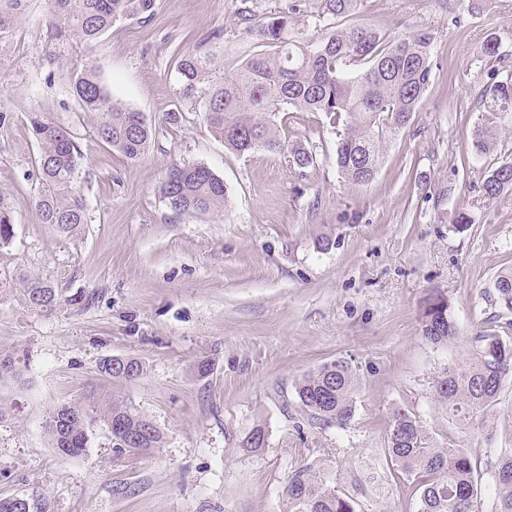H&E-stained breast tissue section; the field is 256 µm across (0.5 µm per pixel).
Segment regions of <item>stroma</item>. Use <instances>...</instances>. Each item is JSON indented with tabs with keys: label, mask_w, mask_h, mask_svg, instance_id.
Returning <instances> with one entry per match:
<instances>
[{
	"label": "stroma",
	"mask_w": 512,
	"mask_h": 512,
	"mask_svg": "<svg viewBox=\"0 0 512 512\" xmlns=\"http://www.w3.org/2000/svg\"><path fill=\"white\" fill-rule=\"evenodd\" d=\"M291 1L299 25L321 34L317 0H157L150 19L116 22L95 45L51 49L47 0H0L13 13L0 32V200L14 218L0 247V348L29 351L22 379L0 383V499L27 498L33 512H285L289 477L311 466L358 512H417L414 482L387 454L402 409L434 445L467 450L480 510L495 512L494 467L512 455V381L473 425L449 418L434 385L468 359L474 331L512 341V312L494 292L497 274L512 269V189L481 191L487 171L512 159V117L484 108L494 74L512 69V0H364L353 22L423 28L436 45L417 111L364 187L340 177L338 136L323 114L278 115L282 137L317 158L301 171L283 155L226 149L200 110L205 86L188 93L179 80L188 49L240 64L259 44L248 28ZM490 36L499 57L481 51ZM85 64L155 123L141 160L105 145L80 110L70 80ZM172 111L183 114L175 126L164 121ZM33 114L77 144L88 205L79 236L39 221ZM482 124L495 126L496 144L478 157L471 137ZM180 162L223 178L222 213L166 208L158 188ZM460 211L470 217L462 232L453 224ZM29 275L81 304L35 310L23 293ZM433 289L459 332L446 347L420 331ZM113 355L142 361L143 378L113 392L154 422L163 448L117 456L97 423L84 455L59 457L44 430L48 412L101 383L99 363ZM336 360L358 377L344 426L313 418L295 391ZM257 426L265 445L247 450Z\"/></svg>",
	"instance_id": "obj_1"
}]
</instances>
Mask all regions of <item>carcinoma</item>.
Returning <instances> with one entry per match:
<instances>
[{"label":"carcinoma","instance_id":"cac0c4a2","mask_svg":"<svg viewBox=\"0 0 512 512\" xmlns=\"http://www.w3.org/2000/svg\"><path fill=\"white\" fill-rule=\"evenodd\" d=\"M157 0H48L45 25L50 42L98 41L123 19H147ZM362 0H319L318 15L333 23L319 37L306 38L294 13L263 16L255 33L261 50L247 57L224 77L212 80V54L185 51L178 61L184 88L192 92L210 85L202 112L212 134L238 155L258 150L288 154L299 169L316 162L311 151L290 146L280 135L281 112H322L342 125L336 146V167L351 186H365L378 173L387 143L412 120L428 89L433 69L434 36L425 29L392 32L375 25L345 24ZM72 93L94 125L99 139L130 162L149 150L155 125L112 98L96 70L84 65L75 72ZM487 112H512V74L498 80L485 103ZM41 145L38 166L41 190L35 197L40 223L73 237L87 223V206L77 185L79 157L71 134L39 116L29 118ZM492 132L478 127L472 151L493 150ZM512 188V161H504L485 178L483 195L494 198ZM166 207L181 216L224 211V180L199 163L171 166L159 187ZM13 215L0 201V246L13 237ZM497 302L512 312V269L500 272L494 284ZM25 296L37 309L50 310L64 302L48 281L28 276ZM421 333L433 345L454 343L458 332L448 299L432 293L424 300ZM470 358L450 365L438 377L435 392L448 414L468 422L487 413L503 383L512 379V342L480 329L469 338ZM27 353L0 349V382L18 379ZM102 359L99 372L114 383L129 384L144 375L142 362L124 357L125 368ZM356 376L351 366L336 360L302 377L296 384L301 405L317 419L349 423L355 412ZM100 421L112 447L122 455L147 458L162 447L163 433L144 414L114 394L95 389L82 399L55 407L45 421L50 446L63 457L84 454L93 423ZM390 460L413 477L419 491L418 512H479L474 470L463 448H439L420 422L407 411L394 412L388 436ZM495 512H512V455L495 467ZM287 512H357L356 501L327 484L313 467L298 469L285 490Z\"/></svg>","mask_w":512,"mask_h":512}]
</instances>
